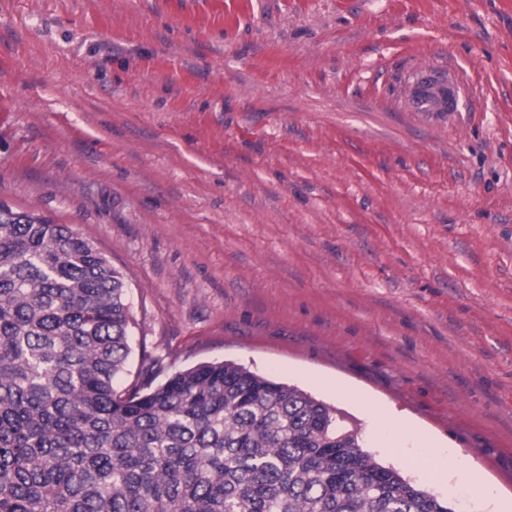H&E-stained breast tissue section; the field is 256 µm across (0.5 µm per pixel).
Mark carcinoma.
Returning <instances> with one entry per match:
<instances>
[{"label": "carcinoma", "mask_w": 512, "mask_h": 512, "mask_svg": "<svg viewBox=\"0 0 512 512\" xmlns=\"http://www.w3.org/2000/svg\"><path fill=\"white\" fill-rule=\"evenodd\" d=\"M124 275L0 204V512H454L336 409L233 362L123 385Z\"/></svg>", "instance_id": "cac0c4a2"}]
</instances>
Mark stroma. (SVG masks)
Instances as JSON below:
<instances>
[{"instance_id": "35a3bbf8", "label": "stroma", "mask_w": 512, "mask_h": 512, "mask_svg": "<svg viewBox=\"0 0 512 512\" xmlns=\"http://www.w3.org/2000/svg\"><path fill=\"white\" fill-rule=\"evenodd\" d=\"M0 201L124 273L130 372L238 363L512 502V0H0ZM428 84H434L435 88H446L448 90V96L446 99L440 97V101L436 106H433L429 112H452L458 108L460 95L457 90L455 83L449 80L447 77L437 74H419L416 75L409 88L411 100L415 97L420 96L424 88ZM422 458L427 464V470L431 478L435 481H448V478L465 475L468 476L474 484L480 485L481 483L479 475L475 473L465 474L459 466L448 465V460L446 461L441 457L426 454Z\"/></svg>"}]
</instances>
